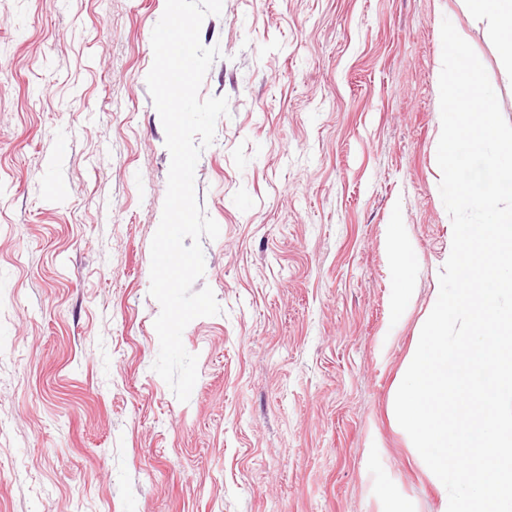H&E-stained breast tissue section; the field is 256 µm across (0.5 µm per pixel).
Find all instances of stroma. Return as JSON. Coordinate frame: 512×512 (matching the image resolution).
<instances>
[{
    "instance_id": "1",
    "label": "stroma",
    "mask_w": 512,
    "mask_h": 512,
    "mask_svg": "<svg viewBox=\"0 0 512 512\" xmlns=\"http://www.w3.org/2000/svg\"><path fill=\"white\" fill-rule=\"evenodd\" d=\"M166 0H0V512H440L395 398L451 251L441 23L458 0H223L195 171L218 315L188 402L152 369L171 158L146 76ZM72 135L67 156L53 146ZM411 291L395 304L388 226Z\"/></svg>"
}]
</instances>
